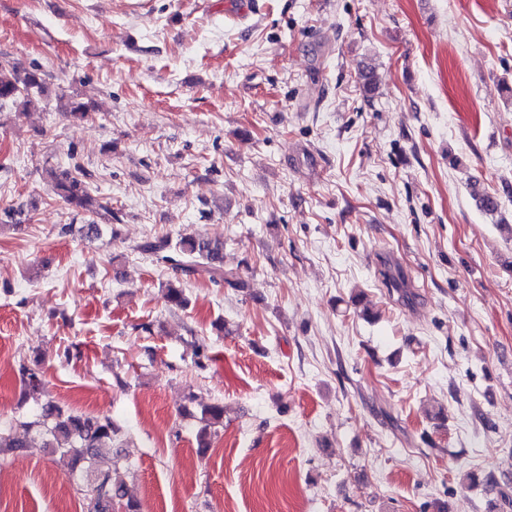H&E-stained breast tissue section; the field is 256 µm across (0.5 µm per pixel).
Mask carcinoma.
I'll return each mask as SVG.
<instances>
[{
  "mask_svg": "<svg viewBox=\"0 0 512 512\" xmlns=\"http://www.w3.org/2000/svg\"><path fill=\"white\" fill-rule=\"evenodd\" d=\"M43 92V78L40 69L23 67L16 62H0V100H20L30 105ZM55 194L69 206L84 211L93 220L85 225V236L99 234L98 221L112 220V209L90 191L89 173L79 164L66 169H50ZM137 250L156 257L157 261L187 276H200L213 283L223 282L233 288L245 287L242 277L224 270V241L199 239L183 235L176 240L161 237L147 240ZM389 292L398 295L402 301L411 302L415 294L398 265L387 260L382 272ZM164 296L172 306L185 302L180 280L165 284ZM22 379L28 398L38 406L35 419L20 424L24 430L39 428L43 434V447L53 453L69 458L72 472L83 473V480L97 484L95 497L83 496V512H112L114 502H124L126 512H139V502L133 498L120 475V462L112 455V447L119 443L118 432L110 415L86 416L65 410L51 400H43L46 383L36 360L29 366L21 367ZM224 406L220 403L202 407L201 420L204 425L197 435V448L204 454L212 447V428L223 423Z\"/></svg>",
  "mask_w": 512,
  "mask_h": 512,
  "instance_id": "obj_1",
  "label": "carcinoma"
}]
</instances>
